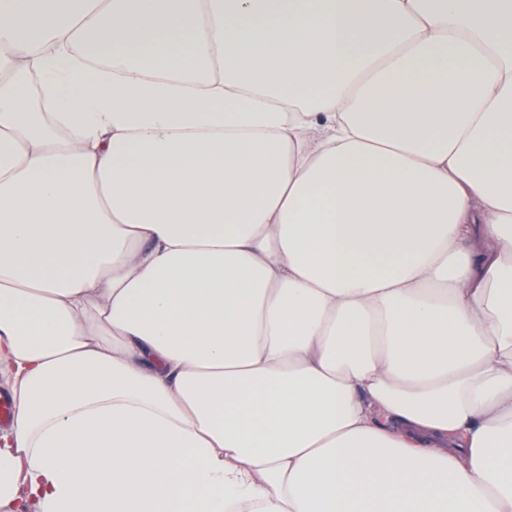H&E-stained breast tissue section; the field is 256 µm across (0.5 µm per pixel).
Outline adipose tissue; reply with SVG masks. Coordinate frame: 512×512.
I'll list each match as a JSON object with an SVG mask.
<instances>
[{
  "label": "adipose tissue",
  "instance_id": "ef3b65f1",
  "mask_svg": "<svg viewBox=\"0 0 512 512\" xmlns=\"http://www.w3.org/2000/svg\"><path fill=\"white\" fill-rule=\"evenodd\" d=\"M0 385V512H512V0H0Z\"/></svg>",
  "mask_w": 512,
  "mask_h": 512
}]
</instances>
